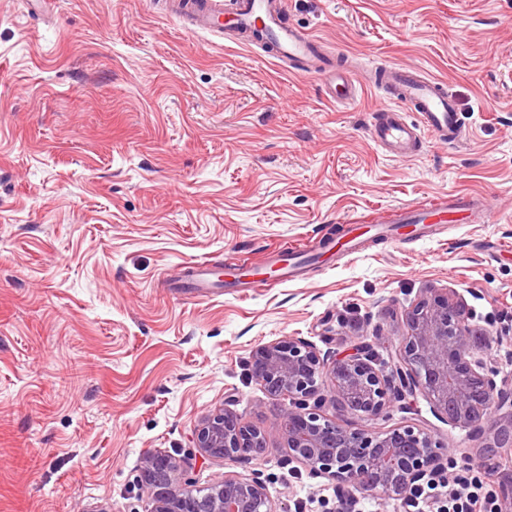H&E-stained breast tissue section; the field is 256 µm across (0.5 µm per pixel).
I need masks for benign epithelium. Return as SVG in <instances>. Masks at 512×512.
I'll use <instances>...</instances> for the list:
<instances>
[{
  "label": "benign epithelium",
  "mask_w": 512,
  "mask_h": 512,
  "mask_svg": "<svg viewBox=\"0 0 512 512\" xmlns=\"http://www.w3.org/2000/svg\"><path fill=\"white\" fill-rule=\"evenodd\" d=\"M403 339L389 372L375 367L373 348L331 356L310 341L288 336L252 351L251 374L271 396H288L275 425L288 461L339 487L362 486L387 499L410 500L421 482L447 469L445 446L424 430L403 424L385 431L343 427L326 407L376 419L393 402L418 392L436 414L484 435L476 454L512 450V387L497 383L499 371L471 344L474 328L457 294L430 289L401 314ZM193 447L211 459L263 460L265 433L237 412L219 409L192 432ZM142 483L153 490L152 512H277L259 473L231 471L212 481L205 498L183 495L191 480L180 461L147 452Z\"/></svg>",
  "instance_id": "benign-epithelium-1"
}]
</instances>
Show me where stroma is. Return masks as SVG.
I'll return each mask as SVG.
<instances>
[{"label": "stroma", "instance_id": "obj_1", "mask_svg": "<svg viewBox=\"0 0 512 512\" xmlns=\"http://www.w3.org/2000/svg\"><path fill=\"white\" fill-rule=\"evenodd\" d=\"M288 21L348 57L358 95L245 47L185 33L157 0H0V512H151L143 455L196 487L261 470L278 512H328L341 490L289 463L284 407L250 374L285 336L338 355L369 342L385 368L394 318L428 288L457 292L474 346L512 381V0H287ZM419 68L462 113L460 146L384 156L368 135L372 69ZM483 197L489 224H440L398 246L364 239L303 280L197 298L176 268L268 267L347 221L447 196ZM229 407L263 430L261 461L204 457L191 432ZM413 422L456 459L479 441L424 395Z\"/></svg>", "mask_w": 512, "mask_h": 512}]
</instances>
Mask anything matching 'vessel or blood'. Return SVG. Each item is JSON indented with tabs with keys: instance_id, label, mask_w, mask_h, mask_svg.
<instances>
[{
	"instance_id": "vessel-or-blood-1",
	"label": "vessel or blood",
	"mask_w": 512,
	"mask_h": 512,
	"mask_svg": "<svg viewBox=\"0 0 512 512\" xmlns=\"http://www.w3.org/2000/svg\"><path fill=\"white\" fill-rule=\"evenodd\" d=\"M165 12L191 33H205L246 46L261 44L273 57L290 64L302 76L318 79L327 97L350 103L357 96L356 79L350 65L337 63L323 50L324 42L284 18V0H234L225 8L222 0H162ZM374 83L386 87L373 115L370 136L378 150L392 158L415 153L423 132L433 133L445 144L458 142L465 121L445 84L425 72L391 66L374 76ZM494 214L478 196L452 194L429 202L404 205L385 215L365 220L367 231L382 236L385 225L425 230L434 224H488ZM278 272L246 268L232 273L235 288H272L300 278L303 256L280 254ZM188 288L206 295L218 282L206 263L198 262L185 278Z\"/></svg>"
}]
</instances>
